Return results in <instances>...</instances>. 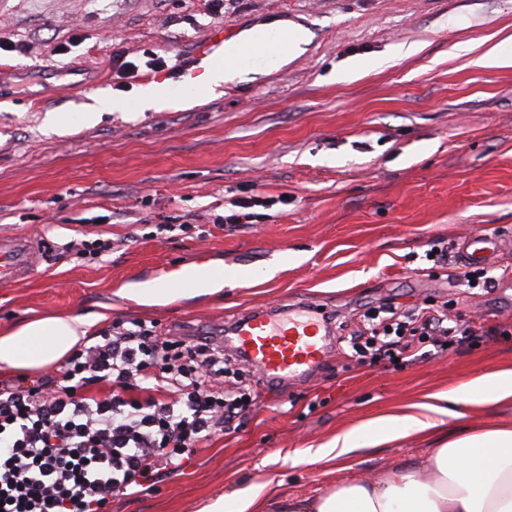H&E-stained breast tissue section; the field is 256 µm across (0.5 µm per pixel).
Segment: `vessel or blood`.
<instances>
[{"label":"vessel or blood","instance_id":"obj_1","mask_svg":"<svg viewBox=\"0 0 512 512\" xmlns=\"http://www.w3.org/2000/svg\"><path fill=\"white\" fill-rule=\"evenodd\" d=\"M235 29L212 33L216 54L234 53L238 62L254 66L271 63L288 51L287 31L262 30L247 42L236 39ZM506 235H481L465 239L457 251L459 265L475 267L490 264L503 250ZM40 248L25 234L0 236V288L20 283L38 271ZM235 269H216L203 261L179 266L168 274L151 279V286L173 285L193 288L200 283L237 278ZM325 323L318 318L285 316L274 319L267 309L239 315L226 329L227 340L246 355L264 379L274 382L306 379L318 372L329 349L324 336Z\"/></svg>","mask_w":512,"mask_h":512}]
</instances>
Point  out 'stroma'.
Masks as SVG:
<instances>
[{
	"mask_svg": "<svg viewBox=\"0 0 512 512\" xmlns=\"http://www.w3.org/2000/svg\"><path fill=\"white\" fill-rule=\"evenodd\" d=\"M0 0V233L43 245L37 277L0 288V327L56 313L112 308V323L142 321L158 333L207 334L248 309L305 304L355 327L365 307L447 304L451 315L497 325L440 356L394 365L361 363L338 350L309 382L258 395L248 421L216 432L149 488L112 496L107 512H202L218 497L252 489L312 497L362 475L416 463L438 438L512 428V397L460 407L433 435H410L313 453L368 420L426 416L427 406L476 378L512 370V282L453 288L451 265L426 260L434 240L512 229V67L481 56L512 33V0ZM279 22L306 28L305 52L252 82L183 108L115 111L79 119L89 94H116L112 55L180 53V73L140 70L127 91L169 81L175 95L200 69L216 29ZM69 51L57 53L59 44ZM389 64L349 81L346 64ZM51 112L73 113L55 131ZM287 194L264 223L218 225L230 199ZM172 224L167 239L157 225ZM103 239L102 260L62 252L70 240ZM238 268L219 293L167 305L124 296L155 268L197 259ZM275 269L273 278L256 275Z\"/></svg>",
	"mask_w": 512,
	"mask_h": 512,
	"instance_id": "obj_1",
	"label": "stroma"
}]
</instances>
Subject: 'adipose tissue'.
<instances>
[{"label": "adipose tissue", "instance_id": "ef3b65f1", "mask_svg": "<svg viewBox=\"0 0 512 512\" xmlns=\"http://www.w3.org/2000/svg\"><path fill=\"white\" fill-rule=\"evenodd\" d=\"M108 313L49 315L0 330V367L33 373L60 366ZM512 396V371L478 379L452 399L487 406ZM413 415L382 417L336 438L348 450L360 441L393 440L430 429ZM202 512H512V428H492L442 439L423 462L390 468L330 488L314 497L265 501L240 491L217 498Z\"/></svg>", "mask_w": 512, "mask_h": 512}]
</instances>
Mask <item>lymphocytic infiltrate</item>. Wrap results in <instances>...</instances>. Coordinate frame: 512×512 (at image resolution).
I'll use <instances>...</instances> for the list:
<instances>
[{
	"instance_id": "1",
	"label": "lymphocytic infiltrate",
	"mask_w": 512,
	"mask_h": 512,
	"mask_svg": "<svg viewBox=\"0 0 512 512\" xmlns=\"http://www.w3.org/2000/svg\"><path fill=\"white\" fill-rule=\"evenodd\" d=\"M450 320L447 306L367 308L347 343L371 362L444 353L498 335ZM233 363L211 337L164 336L135 322L76 351L61 377L0 386V512H105L114 493L176 471L251 406ZM106 382L108 395H86ZM144 399L134 398V391Z\"/></svg>"
}]
</instances>
